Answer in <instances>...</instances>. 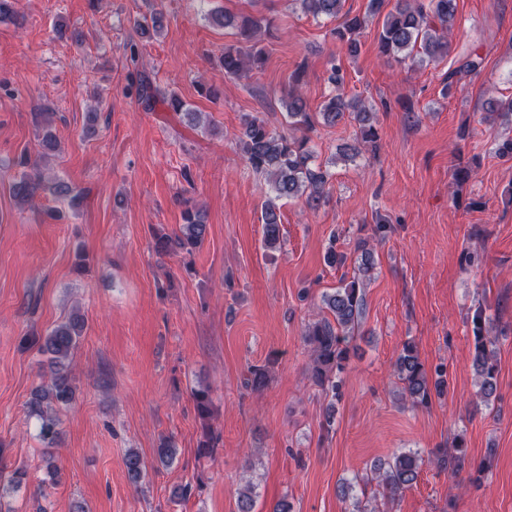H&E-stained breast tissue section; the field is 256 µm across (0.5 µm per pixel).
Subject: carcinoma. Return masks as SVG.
Wrapping results in <instances>:
<instances>
[{
  "label": "carcinoma",
  "instance_id": "cac0c4a2",
  "mask_svg": "<svg viewBox=\"0 0 512 512\" xmlns=\"http://www.w3.org/2000/svg\"><path fill=\"white\" fill-rule=\"evenodd\" d=\"M304 14L315 19L336 18L341 11L342 0H298ZM385 0H369L366 13L346 18L336 28V39L346 48L349 56L358 55L360 32L367 26L370 17L377 14ZM455 0H396L394 7L385 16L379 33V50L382 55L400 66L413 67L415 64H430L450 54L451 31L455 21ZM213 24L236 30L239 45L224 48L221 65L224 74L237 78H249L259 71L265 62V53L255 42L258 32L269 25L263 16L233 14L227 11L211 16ZM142 33L159 32L164 29V14L155 10L135 22ZM301 71H296L292 86L281 99L288 117V132H278L268 120L257 116L244 120L238 136L239 146L253 171L265 175L270 185V195L262 208V240L267 248L280 243L281 219L277 201L307 195L311 206H318L327 197L329 174L315 166V152L311 146L310 133L316 126H334L352 115L364 125L362 142L373 143L378 137L375 127V113L360 99L347 97L339 91L344 84L341 69L333 68L330 82L338 88L317 112H311L300 93ZM137 94L145 109L151 110L160 102L178 113L183 102L173 95L160 94L151 81L142 76L137 83ZM488 115L485 120L498 117L512 124V97L490 98L485 102ZM56 141L51 132L42 135L40 158H32L28 151L20 156V165L32 172L23 171L15 175L9 189L18 203L34 201L43 190L44 174L39 169V159L56 151ZM56 197L68 201L72 208H79L83 196L65 181L54 182ZM183 224L172 237L157 239L156 248L166 253H192L204 240L207 225L204 213L191 207L182 211ZM360 257L357 258L360 275L351 279L341 278L340 285L330 293L322 295L323 308L327 315L309 323L304 332V341L310 350L307 368L308 379L324 391L339 395L341 374L346 370L351 355L355 354L353 344L365 316V285L370 271L375 267L372 249L366 241L359 242ZM474 339L473 367L478 378V394L484 403H489L496 394L498 384V362L495 339L490 336L482 311L472 318ZM85 320L80 311H73L68 318L58 323L46 335L37 339L39 351L47 356L48 381L35 387L28 403V417L37 421V437L44 445V454L52 455V448L59 435L57 412L73 406L78 398L75 376L72 373V355L83 336ZM395 370L401 382L402 394L414 407H427L432 396H443L448 387L447 372L440 365L430 370L421 360L416 347L411 343L403 345L395 362ZM269 382L267 366H252L248 370L245 386L260 391ZM195 409L202 421V439L197 447V456L212 458L218 451L220 437L210 424L212 401L207 390L194 393ZM177 446L173 439H163L156 454L161 464L170 465L176 456ZM491 458L487 457L478 465L471 464L465 436L453 437L451 447L437 449L423 454L419 451L401 452L389 463L373 465L371 481L375 482L373 493L393 500L416 483L424 463L432 464L439 472L457 479L467 472L472 484H480L490 469ZM124 466L130 480L138 482L144 465L140 453L127 450ZM26 473L17 470L7 482H0V501L21 488ZM254 486L246 483L238 492L237 512H253Z\"/></svg>",
  "mask_w": 512,
  "mask_h": 512
}]
</instances>
